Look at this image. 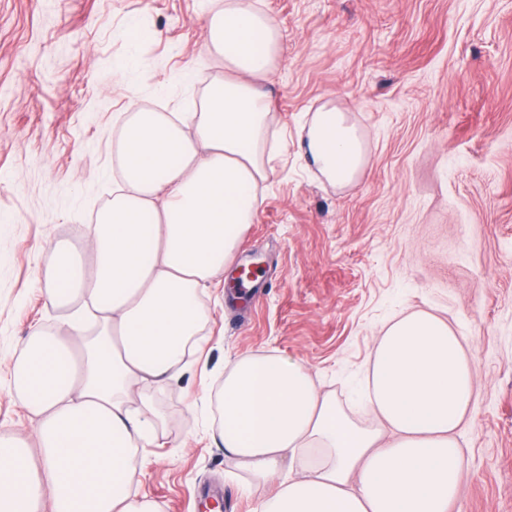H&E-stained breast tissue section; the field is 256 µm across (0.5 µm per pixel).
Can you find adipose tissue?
<instances>
[{"instance_id": "ef3b65f1", "label": "adipose tissue", "mask_w": 512, "mask_h": 512, "mask_svg": "<svg viewBox=\"0 0 512 512\" xmlns=\"http://www.w3.org/2000/svg\"><path fill=\"white\" fill-rule=\"evenodd\" d=\"M207 39L224 77L202 111L172 120L135 110L119 150L123 184L97 214L89 257L64 244L49 254L50 301L88 294L101 338L80 350L45 330L28 337L12 389L37 419L41 463L24 439L0 438V512H161L130 494L134 451L154 442L143 387L177 380L200 349L198 294L233 258L267 177L269 93L259 79L283 52L250 0H225ZM301 147L339 188L366 161L347 109L332 103L313 113ZM474 395L463 337L417 312L376 340L363 391L370 425L278 354L225 361L211 400L225 452L251 475L247 491L278 484L255 512H449L464 471L456 432Z\"/></svg>"}]
</instances>
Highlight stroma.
<instances>
[{
    "label": "stroma",
    "instance_id": "1",
    "mask_svg": "<svg viewBox=\"0 0 512 512\" xmlns=\"http://www.w3.org/2000/svg\"><path fill=\"white\" fill-rule=\"evenodd\" d=\"M288 48L264 81L276 157L232 270L207 282L202 350L158 391L155 442L133 494L162 512H253L249 474L194 398L224 363L275 352L362 423L360 389L383 325L416 311L465 339L475 372L451 512H512V0H251ZM224 0H0V435L33 436L9 388L33 330L74 337L47 300L48 253L88 251L118 182L129 102L199 106L224 65L206 23ZM349 109L367 163L346 188L301 155L315 108ZM254 270L258 287L230 282Z\"/></svg>",
    "mask_w": 512,
    "mask_h": 512
}]
</instances>
